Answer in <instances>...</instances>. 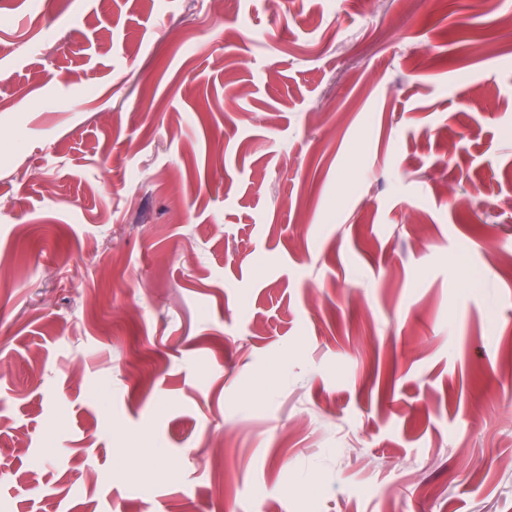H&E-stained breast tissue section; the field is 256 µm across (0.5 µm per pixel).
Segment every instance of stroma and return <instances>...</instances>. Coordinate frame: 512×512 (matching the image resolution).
Returning a JSON list of instances; mask_svg holds the SVG:
<instances>
[{
    "instance_id": "obj_1",
    "label": "stroma",
    "mask_w": 512,
    "mask_h": 512,
    "mask_svg": "<svg viewBox=\"0 0 512 512\" xmlns=\"http://www.w3.org/2000/svg\"><path fill=\"white\" fill-rule=\"evenodd\" d=\"M210 2L0 0V512H512V30Z\"/></svg>"
}]
</instances>
